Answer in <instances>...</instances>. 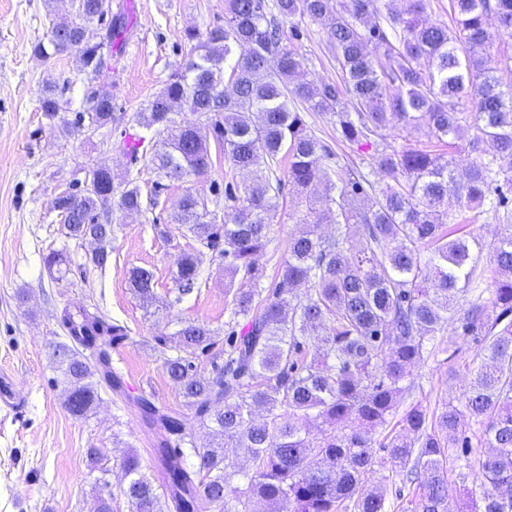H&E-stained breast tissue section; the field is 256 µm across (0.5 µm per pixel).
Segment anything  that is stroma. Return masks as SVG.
Returning <instances> with one entry per match:
<instances>
[{"label":"stroma","instance_id":"1","mask_svg":"<svg viewBox=\"0 0 512 512\" xmlns=\"http://www.w3.org/2000/svg\"><path fill=\"white\" fill-rule=\"evenodd\" d=\"M128 49L110 56L106 68L93 75L82 70L77 55L43 59L35 45L45 42L53 23L70 15V0H0V369L20 389V413L0 411V512H89L99 479L118 488L119 463L136 450L147 472H155L153 454L161 432L145 425L133 406L100 391L86 417L71 416L63 406V379L50 360L54 345L64 342L59 326L63 308H99L128 329V337L112 349L119 369L135 394L154 395L161 404L185 411V400L168 378L164 359L172 355L167 338L180 320L207 324L224 332L232 317L237 288L224 270V259L209 253L191 294H180L175 282L176 258L198 250L170 216L177 200L193 193L207 200L223 194L226 177L235 184L246 174L231 173L215 158L208 175L171 184L158 193L149 213L111 209L112 240L105 266L91 263L96 245L66 237L53 202L62 192L79 188L89 168L105 167L116 180L136 178L142 193L153 191L156 175L153 141H145L137 162L116 150L125 135L142 134L134 116L161 89L168 74L183 64L188 46L182 36L193 27L206 31L224 20V0H134ZM296 43L312 80L341 78L326 47L322 25L301 23ZM63 86L61 110L48 119L41 108L47 84ZM111 90L117 119L90 134L62 133L73 122L91 90ZM285 201L271 221L269 242L258 262L274 277L288 253L296 226ZM62 252L67 271L50 273L46 256ZM142 267L154 275L155 303L143 305L129 285V272ZM478 348L474 337L448 324L434 341L430 355L414 368L398 407L421 404L433 412L438 403L459 402L471 375L468 366ZM101 449L98 470H90L87 451Z\"/></svg>","mask_w":512,"mask_h":512}]
</instances>
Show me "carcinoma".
<instances>
[{
	"label": "carcinoma",
	"mask_w": 512,
	"mask_h": 512,
	"mask_svg": "<svg viewBox=\"0 0 512 512\" xmlns=\"http://www.w3.org/2000/svg\"><path fill=\"white\" fill-rule=\"evenodd\" d=\"M426 9L427 0H224V24L184 32L190 57L136 113L138 125L162 136L152 159L155 186L207 174L214 152L251 181L240 193L226 183L223 205L212 209L191 193L175 204L174 223L224 256L239 278L232 314L246 323L232 321L208 378L197 376L194 360L215 348L214 332L185 321L175 333L176 354L164 367L193 416L135 399L166 436L156 448L161 482L135 450L122 459L119 493L131 512H386V490L367 488L375 447L413 489L404 512H451L448 451L471 447L461 429L466 415L479 427L477 444L493 449L466 463L481 489L466 512H512V232L493 245L491 297L464 308L459 298L482 276L479 242L454 230L448 212L453 197L463 210L512 221V83L487 52L488 17L498 35L512 36V0H451V30L428 23ZM111 13L112 0H75L71 17L53 24L48 44L35 51L74 52L97 74L99 36L111 42L125 26L116 15L108 30L99 27ZM306 20L324 26L342 81L300 78L304 57L290 40ZM310 111L329 116L340 140L370 147L369 163H341L308 125ZM114 120L112 93L102 89L87 96L76 125L94 133ZM419 125L448 146V159L395 145ZM464 126L474 136L460 150L454 139ZM92 173V189L65 192L54 208L68 237L96 236L93 262L101 266L114 191L122 211L148 203L135 180L115 184L102 167ZM287 186L306 209L289 215L299 231L266 287L255 256L268 244ZM371 193L374 204L360 206ZM324 222L333 234L318 233ZM203 255L178 257L180 293L193 291ZM130 282L144 303L153 302L151 271L134 269ZM451 320L461 335L479 337L468 391L438 413L415 404L393 421L411 368ZM325 324L327 335L308 347ZM60 325L70 343L54 346L52 360L65 383V409L82 417L98 400L90 381L97 367L122 394L107 348L128 330L83 307L64 308ZM191 419L209 430V444H196ZM226 448L243 449L247 464H226Z\"/></svg>",
	"instance_id": "1"
}]
</instances>
